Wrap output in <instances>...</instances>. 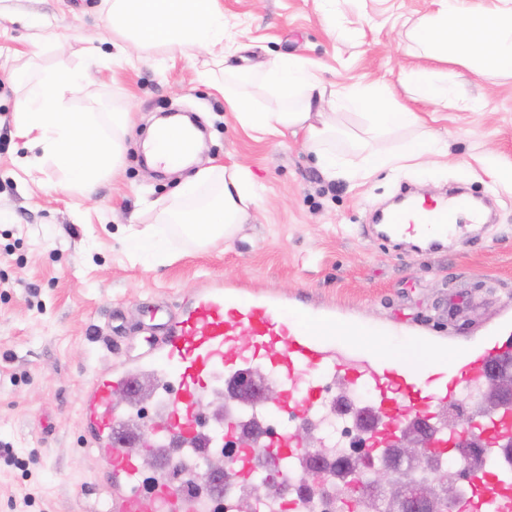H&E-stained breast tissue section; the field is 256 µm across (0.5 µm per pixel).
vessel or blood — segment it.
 Here are the masks:
<instances>
[{"label":"vessel or blood","mask_w":512,"mask_h":512,"mask_svg":"<svg viewBox=\"0 0 512 512\" xmlns=\"http://www.w3.org/2000/svg\"><path fill=\"white\" fill-rule=\"evenodd\" d=\"M155 146L177 161L189 151L191 136L175 127L160 133ZM460 210L457 203L429 200L410 217L404 208L393 207L380 215L377 235L386 241L421 236L428 248L444 249L458 233ZM335 325L332 313L294 314L277 295L220 281L183 300L144 357L143 366L156 368L158 377L150 415L137 417L114 396L118 390L140 388L142 366H115L82 393L83 444L102 458L107 476L106 496L93 512H213L219 505L233 512L239 505L234 483L191 495L170 476L186 459H205L228 441L236 445L228 467L235 483L269 472L287 485L289 512H311L312 504L335 497L336 489L327 462L318 493L300 488L299 476L312 459L302 446L301 429L318 426L336 402L360 421L359 434L379 459L391 456L411 421L425 424L433 434V446L422 457L427 465H444L448 449L475 440L486 448L487 460L465 479L460 505L464 512H512V400L500 402L487 420L464 421L455 435L442 421L449 404L480 395L494 371L512 365V317H502L468 345L447 336L413 337L417 358L392 360L380 347L399 335V328L369 326L365 338L338 342L327 335ZM253 369L277 381L275 401L245 397L223 416H202L199 393L223 392L242 371ZM136 421L142 447L166 451L146 487L141 465L118 445Z\"/></svg>","instance_id":"1"}]
</instances>
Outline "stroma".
Wrapping results in <instances>:
<instances>
[{
    "label": "stroma",
    "instance_id": "stroma-1",
    "mask_svg": "<svg viewBox=\"0 0 512 512\" xmlns=\"http://www.w3.org/2000/svg\"><path fill=\"white\" fill-rule=\"evenodd\" d=\"M99 0H0V68L47 71L83 64L88 42L113 33ZM241 33L243 64L277 54L315 62L325 84L386 86L447 136L446 158L425 169L381 172L359 186L327 181L301 135L255 139L223 97L164 49L129 46V55L94 66L69 105L133 115L118 174L93 193L58 191L56 173L29 172L20 159L14 103L0 82V512H86L104 491L99 459L81 445L80 393L114 361L141 362L158 337L152 311L176 312L204 284L221 280L272 291L309 309H335L344 322L397 325L466 342L512 312V191L486 175L492 154L512 165V77L466 72L480 111L434 108L405 75L434 68L411 55L402 23L436 12V0H343L349 33L317 0H220ZM41 51H34V43ZM163 112L192 116L204 134L199 164H241L263 189L248 223L229 241L198 248L173 236L171 258L147 265L125 248L133 215L170 195L180 174L148 167L141 143ZM409 181L436 194L459 184L490 195L494 221L469 227L466 243L438 252L377 238L371 207Z\"/></svg>",
    "mask_w": 512,
    "mask_h": 512
}]
</instances>
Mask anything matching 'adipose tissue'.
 <instances>
[{
  "label": "adipose tissue",
  "instance_id": "obj_1",
  "mask_svg": "<svg viewBox=\"0 0 512 512\" xmlns=\"http://www.w3.org/2000/svg\"><path fill=\"white\" fill-rule=\"evenodd\" d=\"M439 9L412 21L405 32L419 58L454 62L484 74L512 75V0H498L495 9L469 6L467 0H439ZM98 10L123 42L138 37L163 45L171 57L193 62L198 77L217 90L240 126L259 136L299 132L316 157L326 180L358 185L376 173H395L424 166L427 158L448 154L447 137L425 130L420 114L379 86L350 83L326 87L309 59L273 56L263 69L233 64L237 36L227 29L219 0H100ZM433 105L463 99L461 83L430 69L406 76ZM359 111L361 133L348 138L347 149L336 141L338 111ZM412 132L395 148L389 136ZM213 187L209 200L192 206L188 200L200 188ZM262 193L249 168L210 166L199 170L169 197L155 201L157 224L178 225L182 236L205 247L231 239L247 223ZM157 224H131L125 242L139 259L166 257Z\"/></svg>",
  "mask_w": 512,
  "mask_h": 512
}]
</instances>
